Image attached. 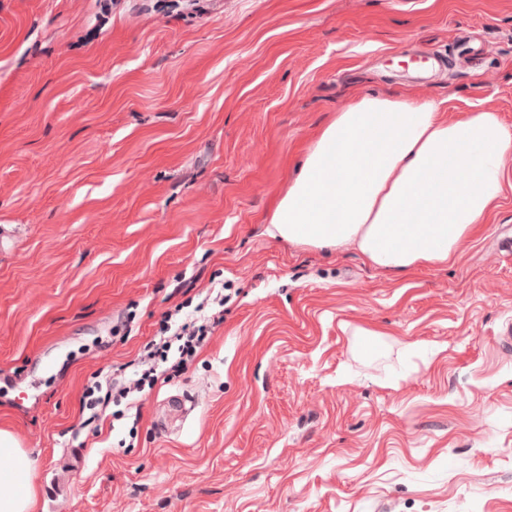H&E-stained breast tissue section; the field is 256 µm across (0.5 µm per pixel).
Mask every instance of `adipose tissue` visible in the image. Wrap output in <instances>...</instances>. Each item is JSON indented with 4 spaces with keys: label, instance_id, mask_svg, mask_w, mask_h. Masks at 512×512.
I'll return each instance as SVG.
<instances>
[{
    "label": "adipose tissue",
    "instance_id": "1",
    "mask_svg": "<svg viewBox=\"0 0 512 512\" xmlns=\"http://www.w3.org/2000/svg\"><path fill=\"white\" fill-rule=\"evenodd\" d=\"M512 129L482 109L443 118L436 103L362 95L304 159L267 233L322 250L346 247L398 275L454 263L503 191ZM37 461L0 429V512H35Z\"/></svg>",
    "mask_w": 512,
    "mask_h": 512
}]
</instances>
